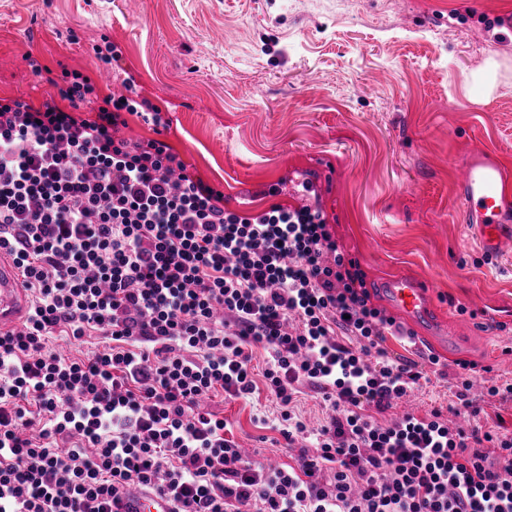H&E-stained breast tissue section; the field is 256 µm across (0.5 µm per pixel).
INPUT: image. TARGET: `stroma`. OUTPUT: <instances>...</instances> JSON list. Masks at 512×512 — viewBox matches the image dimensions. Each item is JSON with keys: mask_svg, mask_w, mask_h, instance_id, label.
Segmentation results:
<instances>
[{"mask_svg": "<svg viewBox=\"0 0 512 512\" xmlns=\"http://www.w3.org/2000/svg\"><path fill=\"white\" fill-rule=\"evenodd\" d=\"M29 54L59 83L77 70L158 107L162 140L226 208H289L314 182L375 306L390 274L431 291L432 323L387 337L390 356L512 383V255L480 250L454 193L472 152L512 169V0H0V99L58 100ZM452 401L434 374L396 409ZM209 409L256 460L290 463L266 390Z\"/></svg>", "mask_w": 512, "mask_h": 512, "instance_id": "obj_1", "label": "stroma"}]
</instances>
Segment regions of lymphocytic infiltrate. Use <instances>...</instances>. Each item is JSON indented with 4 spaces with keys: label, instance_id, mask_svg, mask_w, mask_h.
Masks as SVG:
<instances>
[{
    "label": "lymphocytic infiltrate",
    "instance_id": "lymphocytic-infiltrate-1",
    "mask_svg": "<svg viewBox=\"0 0 512 512\" xmlns=\"http://www.w3.org/2000/svg\"><path fill=\"white\" fill-rule=\"evenodd\" d=\"M94 92L77 72L68 108L0 104V248L31 293L0 331V512H113L132 487L177 512H512V436L470 424L477 364L457 404L378 421L428 373L388 357L396 321L319 205L225 209ZM94 334L87 358L50 345ZM261 386L291 466L249 460L204 406ZM305 388L331 410L314 430Z\"/></svg>",
    "mask_w": 512,
    "mask_h": 512
}]
</instances>
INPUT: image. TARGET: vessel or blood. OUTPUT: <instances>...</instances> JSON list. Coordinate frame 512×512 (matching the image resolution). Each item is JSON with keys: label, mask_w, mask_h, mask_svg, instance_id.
Returning a JSON list of instances; mask_svg holds the SVG:
<instances>
[{"label": "vessel or blood", "mask_w": 512, "mask_h": 512, "mask_svg": "<svg viewBox=\"0 0 512 512\" xmlns=\"http://www.w3.org/2000/svg\"><path fill=\"white\" fill-rule=\"evenodd\" d=\"M464 223L473 227L481 249L501 256L512 245V171L491 151H477L462 162L456 182ZM386 304L411 322L429 321L430 301L426 287L418 280L392 275L379 283ZM29 306L22 278L10 255L0 250V329L20 324ZM168 497L136 491L122 495L116 512H173Z\"/></svg>", "instance_id": "1"}]
</instances>
